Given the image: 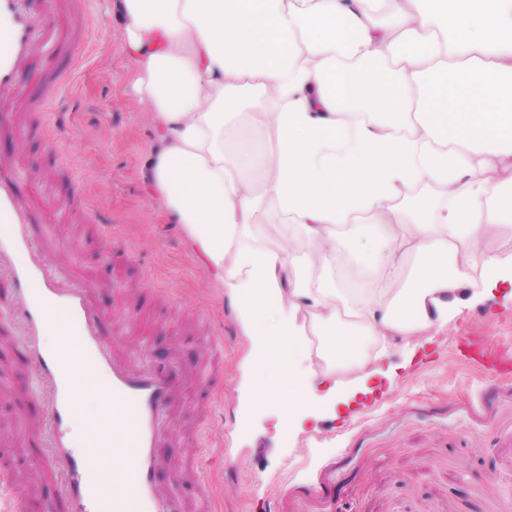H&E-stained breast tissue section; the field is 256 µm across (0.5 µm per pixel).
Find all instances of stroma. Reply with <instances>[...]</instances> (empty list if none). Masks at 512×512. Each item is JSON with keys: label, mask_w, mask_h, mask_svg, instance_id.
<instances>
[{"label": "stroma", "mask_w": 512, "mask_h": 512, "mask_svg": "<svg viewBox=\"0 0 512 512\" xmlns=\"http://www.w3.org/2000/svg\"><path fill=\"white\" fill-rule=\"evenodd\" d=\"M87 8L78 58L34 64L37 74L63 77L39 117L48 135L1 142L0 155L16 161L40 200L52 201L36 229L73 257L75 278L94 277L121 356L189 369L221 353L217 386L206 396L191 389L167 433L174 467L198 461L175 490L187 512L201 481L214 487L219 512H512V373L466 357L477 347L512 359V288H464L440 329L371 361L370 395L354 398L362 374L347 373L349 406L324 414L317 428L278 430L276 415L246 390L253 337L195 259L184 227L149 194L154 133L125 91L122 24L109 0H88ZM110 244L131 255L119 283L104 274ZM38 392L19 343L0 335V463L20 486L22 512H43L44 501L61 498L41 441L28 433L42 416Z\"/></svg>", "instance_id": "35a3bbf8"}]
</instances>
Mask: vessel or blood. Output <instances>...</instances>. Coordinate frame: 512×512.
Segmentation results:
<instances>
[{"mask_svg": "<svg viewBox=\"0 0 512 512\" xmlns=\"http://www.w3.org/2000/svg\"><path fill=\"white\" fill-rule=\"evenodd\" d=\"M57 43L79 49L68 27L32 12L28 0H0V139L32 136L16 118L40 104L28 90L36 80L30 61ZM20 182L19 168L0 158V281L12 287L15 324L40 388L42 435L62 479L66 512H179L171 492L179 475L169 471L161 446L190 386L208 383L212 375L205 368L191 374L175 363L134 364L116 354L104 340L107 316L93 284L72 277L68 259L52 254L32 234L39 204ZM53 310L66 317L56 348L43 341ZM83 386L111 406L112 433L94 432L79 444L71 430ZM116 453L127 458L115 472L125 487L121 493L110 492L99 479Z\"/></svg>", "mask_w": 512, "mask_h": 512, "instance_id": "1", "label": "vessel or blood"}]
</instances>
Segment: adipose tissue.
Masks as SVG:
<instances>
[{
	"mask_svg": "<svg viewBox=\"0 0 512 512\" xmlns=\"http://www.w3.org/2000/svg\"><path fill=\"white\" fill-rule=\"evenodd\" d=\"M110 7L150 186L256 337L279 427L336 408L363 343L439 328L474 271L512 282V0ZM313 336L337 365L298 374Z\"/></svg>",
	"mask_w": 512,
	"mask_h": 512,
	"instance_id": "obj_1",
	"label": "adipose tissue"
}]
</instances>
